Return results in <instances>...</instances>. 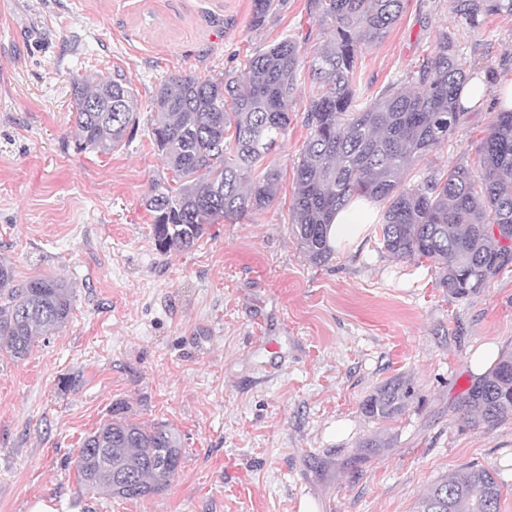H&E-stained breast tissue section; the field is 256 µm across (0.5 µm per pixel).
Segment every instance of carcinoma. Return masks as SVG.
Wrapping results in <instances>:
<instances>
[{
    "instance_id": "obj_1",
    "label": "carcinoma",
    "mask_w": 512,
    "mask_h": 512,
    "mask_svg": "<svg viewBox=\"0 0 512 512\" xmlns=\"http://www.w3.org/2000/svg\"><path fill=\"white\" fill-rule=\"evenodd\" d=\"M288 0H253L251 25L262 27ZM469 30L491 15H512V0H450ZM404 0H310L327 25L312 55L286 36L256 52L224 78L190 75L160 81L151 99L149 137L171 177L152 184L145 208L163 253L192 249L206 226L268 207L280 170L265 159L283 149L289 102L309 79L303 119L308 130L294 167L290 207L303 252L322 262L334 252L329 227L336 211L358 198L386 203L381 249L398 260H426L438 285L462 298L485 288L512 264V101L497 91L500 111L478 148L477 168L455 165L405 181L413 163L448 140L468 108L460 89L477 80L460 63L457 33L442 34L438 51L372 98L357 82L362 47L383 40L404 12ZM75 146L109 154L136 130L134 94L122 78L95 85L72 81ZM73 292L53 277L16 280L0 260V356L25 359L46 332L64 326ZM414 395L393 378L362 403L370 418L392 420ZM464 411L494 424L512 417V352L472 386ZM182 457L179 437L163 424L111 417L88 435L75 460L80 482L94 493L140 499L162 491ZM501 488L480 467L432 484L415 512H500Z\"/></svg>"
}]
</instances>
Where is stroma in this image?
<instances>
[{
  "label": "stroma",
  "instance_id": "1",
  "mask_svg": "<svg viewBox=\"0 0 512 512\" xmlns=\"http://www.w3.org/2000/svg\"><path fill=\"white\" fill-rule=\"evenodd\" d=\"M357 75L377 94L459 29L448 0H406ZM252 0H0V257L17 280L74 289L68 323L24 360L0 357V512H414L436 481L475 465L512 512V419L473 425L459 407L474 354L512 352V267L455 298L427 265L359 249L311 261L292 231L293 166L307 91L291 104L275 200L219 219L196 246L162 253L143 205L166 175L147 127L167 76L217 79L293 35L325 29L308 0L252 27ZM467 72L512 80V15L463 33ZM126 78L139 126L104 155L75 148L72 81ZM483 107L408 173L475 164ZM414 396L392 420L362 402L384 381ZM118 410L182 441L176 477L138 500L86 491L74 461Z\"/></svg>",
  "mask_w": 512,
  "mask_h": 512
}]
</instances>
